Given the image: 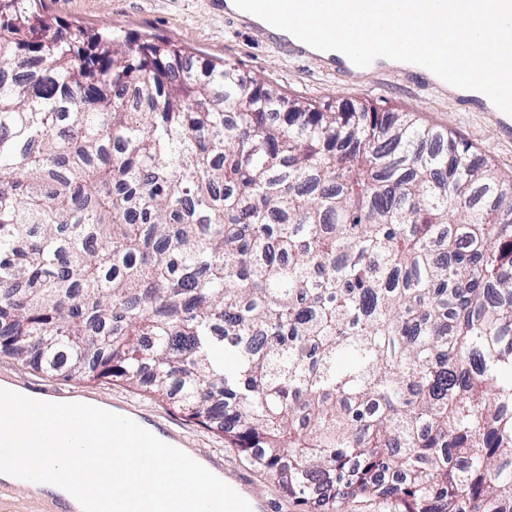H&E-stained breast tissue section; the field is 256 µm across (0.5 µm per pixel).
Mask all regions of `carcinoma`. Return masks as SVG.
Segmentation results:
<instances>
[{
    "label": "carcinoma",
    "instance_id": "cac0c4a2",
    "mask_svg": "<svg viewBox=\"0 0 512 512\" xmlns=\"http://www.w3.org/2000/svg\"><path fill=\"white\" fill-rule=\"evenodd\" d=\"M0 0V351L304 507L512 512V176L367 101ZM2 373L9 374L13 377L4 376V379L7 381L9 379L20 380L25 378L44 379L58 386L73 389L50 386L40 380H30L18 382V386L12 390L36 400H61L86 403V399L89 398L84 397L76 391H87L95 393L103 399L112 401V403L115 404H132L118 406L121 410L120 412H115L111 407L104 405L94 406L131 418L161 441L172 446L175 445L176 448L189 446L190 443L184 435L186 434L194 440L195 448L207 455L201 454L196 450L184 453L205 466L212 474L233 488L248 502L251 507V512H261L265 510L266 503L260 494L268 501L269 510L267 512H302V507L297 505L291 498H288V495L283 492L282 488L277 483L248 464L243 459L242 453H240L238 448H230L228 443L224 441L222 435L196 425L182 413L173 410L160 398L134 390L120 382L108 380L107 382L96 383L75 380L63 381L59 378L47 376L27 366H23L21 363L5 354H0V376ZM133 405L140 407L151 415L158 416L167 423L157 417L142 413ZM169 424L184 434L175 431ZM210 455L222 456L224 461ZM224 467L227 469L226 471ZM226 474L232 478L237 477L238 480L229 478ZM239 480H242L246 486L255 491H250L245 495V484ZM341 512H393V509L385 499L358 497L347 501Z\"/></svg>",
    "mask_w": 512,
    "mask_h": 512
}]
</instances>
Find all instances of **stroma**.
<instances>
[{
  "mask_svg": "<svg viewBox=\"0 0 512 512\" xmlns=\"http://www.w3.org/2000/svg\"><path fill=\"white\" fill-rule=\"evenodd\" d=\"M50 18L87 27L112 26L135 37L162 36L201 58L238 65L290 98L336 106L366 100L378 111L413 112L430 124L453 130L506 175L512 174V139L501 138L487 113L459 110L453 99L427 86L408 84L396 70L361 74L357 85L312 59L288 55L228 20L215 0H43ZM68 388L87 391L115 404H132L166 421L194 440L201 453L219 455L230 477L263 495L268 512H302L282 488L248 464L222 435L202 428L160 398L119 382L71 380Z\"/></svg>",
  "mask_w": 512,
  "mask_h": 512,
  "instance_id": "stroma-1",
  "label": "stroma"
}]
</instances>
